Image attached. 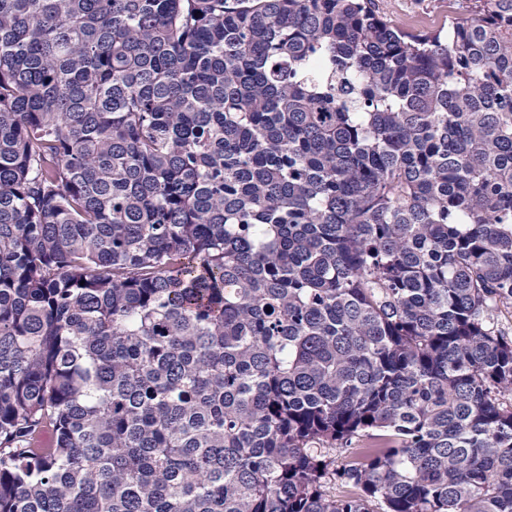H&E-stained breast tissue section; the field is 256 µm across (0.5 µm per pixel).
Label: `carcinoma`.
Instances as JSON below:
<instances>
[{
	"label": "carcinoma",
	"instance_id": "1",
	"mask_svg": "<svg viewBox=\"0 0 512 512\" xmlns=\"http://www.w3.org/2000/svg\"><path fill=\"white\" fill-rule=\"evenodd\" d=\"M512 0H0V512H512ZM375 8L392 24L408 31L448 27V0H376Z\"/></svg>",
	"mask_w": 512,
	"mask_h": 512
}]
</instances>
